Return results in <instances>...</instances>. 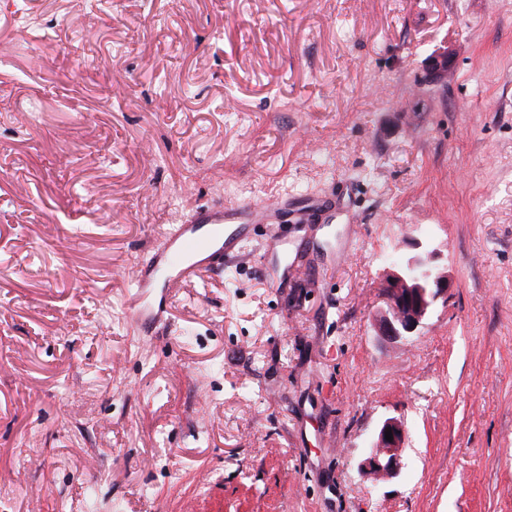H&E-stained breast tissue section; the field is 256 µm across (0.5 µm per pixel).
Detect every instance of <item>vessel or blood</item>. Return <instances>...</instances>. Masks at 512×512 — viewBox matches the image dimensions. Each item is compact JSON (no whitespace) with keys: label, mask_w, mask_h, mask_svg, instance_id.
Masks as SVG:
<instances>
[{"label":"vessel or blood","mask_w":512,"mask_h":512,"mask_svg":"<svg viewBox=\"0 0 512 512\" xmlns=\"http://www.w3.org/2000/svg\"><path fill=\"white\" fill-rule=\"evenodd\" d=\"M276 207H234L214 205L193 212L189 220L167 234L154 262L167 276L168 283H183L197 278L202 272L223 265L240 252V242L255 224H272L277 220ZM156 280L147 274H137L130 301L134 320L141 329H148L155 314L145 313L149 292Z\"/></svg>","instance_id":"vessel-or-blood-1"}]
</instances>
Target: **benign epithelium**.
<instances>
[{
	"label": "benign epithelium",
	"instance_id": "7a95c632",
	"mask_svg": "<svg viewBox=\"0 0 512 512\" xmlns=\"http://www.w3.org/2000/svg\"><path fill=\"white\" fill-rule=\"evenodd\" d=\"M436 258V249L415 242L413 253L386 275L382 285L384 307L375 319L377 333L383 339L400 342L419 335L438 302H447L452 283ZM388 430L393 436L390 441L385 438ZM404 447L402 421L385 419L360 465L362 473L376 484L396 477L402 468Z\"/></svg>",
	"mask_w": 512,
	"mask_h": 512
}]
</instances>
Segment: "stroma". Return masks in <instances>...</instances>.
I'll return each mask as SVG.
<instances>
[{
    "mask_svg": "<svg viewBox=\"0 0 512 512\" xmlns=\"http://www.w3.org/2000/svg\"><path fill=\"white\" fill-rule=\"evenodd\" d=\"M281 198L278 287L258 225L134 324L167 232ZM416 238L448 302L386 341L381 281ZM389 417L403 465L376 484ZM0 493L512 512V0H0ZM134 291L130 296V301L134 310V320L143 330L148 329L156 320L158 313L144 314L141 310L146 306L148 293L157 288L156 280L147 274L138 271L134 279ZM392 431V441L386 440L385 432ZM405 447V430L398 418H387L374 434L368 455L360 468L374 483L380 484L395 478L402 468V454Z\"/></svg>",
    "mask_w": 512,
    "mask_h": 512,
    "instance_id": "1",
    "label": "stroma"
}]
</instances>
